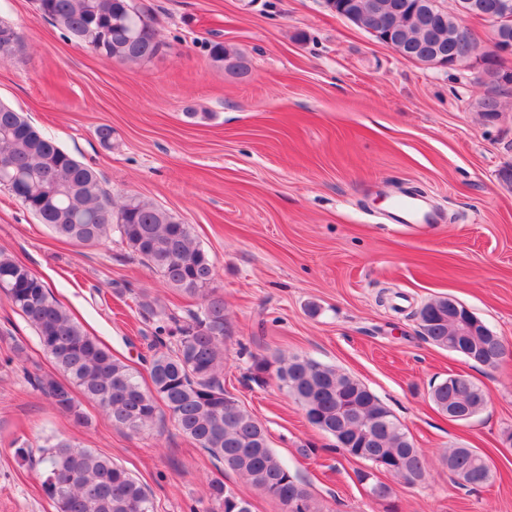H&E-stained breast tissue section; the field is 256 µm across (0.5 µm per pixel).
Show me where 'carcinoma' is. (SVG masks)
Instances as JSON below:
<instances>
[{
    "label": "carcinoma",
    "mask_w": 512,
    "mask_h": 512,
    "mask_svg": "<svg viewBox=\"0 0 512 512\" xmlns=\"http://www.w3.org/2000/svg\"><path fill=\"white\" fill-rule=\"evenodd\" d=\"M37 2L44 17L107 59L150 60L164 47L152 14L133 7L132 0ZM377 2L380 19L402 28L411 60L422 61L437 50L450 56L477 52L476 42L461 44L450 37L454 12H446V27L428 32L405 12L409 0ZM209 53L229 73L247 70L244 58L221 42L211 43ZM511 86L512 81L491 77V92L480 101V112L487 118L498 115L499 96ZM2 150L13 156L14 168L0 173V188L59 236L97 245L115 232L168 285L201 298L200 308L184 317L146 294L140 297V314L151 326L150 355L145 358L151 387L144 388L134 368L89 335L42 278L0 249V290L65 376H40L35 379L37 389L77 425L85 422L79 392L97 403L114 425L135 433L152 427L161 401L180 432L280 503L284 512H320L298 476L271 448L266 428L238 400L225 398L224 337L229 327L224 299L211 288L214 262L195 244L190 225L136 195L116 204L95 168L11 107L0 108ZM417 321L422 339L468 361L494 367L505 354L502 339L483 324L471 336L455 335L446 297L425 303ZM272 369L300 404L311 406L310 425L333 438L336 429L345 430L347 443L335 442L334 451H349L365 463L355 472L358 482L375 478L376 469L407 485L425 479V454L361 381L300 355L256 357L250 366L257 379ZM429 397L434 407L455 406L471 418L488 402L486 391L461 374H450L432 386ZM442 460L461 486L480 487L494 478L489 458L474 448H450ZM39 464L42 487L55 512H153L147 490L130 473L110 457L69 439L48 442ZM370 490L383 512H399L388 484L377 481ZM206 497L214 512H252V504L220 478L208 480Z\"/></svg>",
    "instance_id": "1"
}]
</instances>
